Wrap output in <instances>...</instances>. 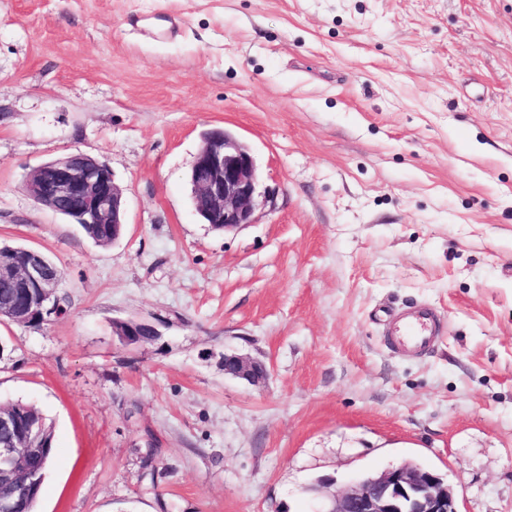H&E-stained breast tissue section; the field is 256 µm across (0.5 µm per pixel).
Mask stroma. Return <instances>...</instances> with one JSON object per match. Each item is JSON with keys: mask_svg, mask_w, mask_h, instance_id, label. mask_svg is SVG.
I'll use <instances>...</instances> for the list:
<instances>
[{"mask_svg": "<svg viewBox=\"0 0 512 512\" xmlns=\"http://www.w3.org/2000/svg\"><path fill=\"white\" fill-rule=\"evenodd\" d=\"M212 128L261 173L237 232L191 205ZM75 151L113 244L24 190ZM1 243L70 300L0 322V401L54 428L38 512H317L405 461L512 512V0H0ZM418 304L444 333L407 356L383 323ZM117 326L120 331V341L124 345H134L142 341H152L158 337V333L153 326L138 320H128L119 322ZM224 374L250 383L264 382L268 376L265 365L237 354H224Z\"/></svg>", "mask_w": 512, "mask_h": 512, "instance_id": "stroma-1", "label": "stroma"}]
</instances>
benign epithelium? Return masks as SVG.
Wrapping results in <instances>:
<instances>
[{"instance_id": "7a95c632", "label": "benign epithelium", "mask_w": 512, "mask_h": 512, "mask_svg": "<svg viewBox=\"0 0 512 512\" xmlns=\"http://www.w3.org/2000/svg\"><path fill=\"white\" fill-rule=\"evenodd\" d=\"M189 181L195 211L204 223L237 232L253 223L260 171L250 147L224 128L205 133L192 163ZM27 193L43 206L66 215L74 224H126L122 189L111 170L77 152L40 167L25 183ZM62 276L42 252L0 246V281L12 288L0 299V316L16 324L40 325L57 315ZM120 341L134 345L158 337L153 326L138 320L118 325ZM224 375L260 383L265 365L237 354H224ZM48 433L41 422L14 407L0 408V484L12 493L0 498V512H18L38 492L41 468L49 462ZM318 512H458L456 495L440 475L411 462L360 478L323 504Z\"/></svg>"}]
</instances>
